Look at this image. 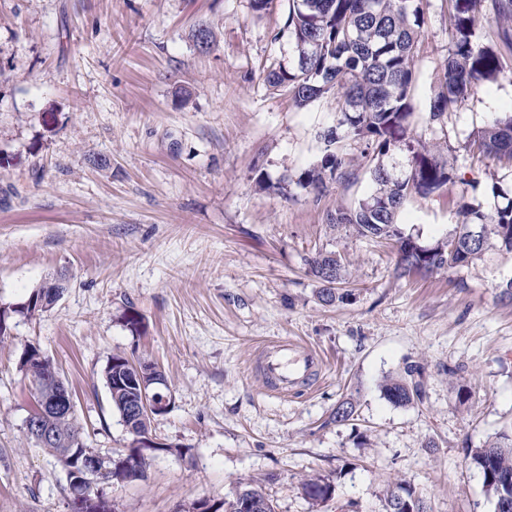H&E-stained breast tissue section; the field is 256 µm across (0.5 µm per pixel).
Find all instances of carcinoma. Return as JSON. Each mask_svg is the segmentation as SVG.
Segmentation results:
<instances>
[{"label": "carcinoma", "instance_id": "obj_1", "mask_svg": "<svg viewBox=\"0 0 512 512\" xmlns=\"http://www.w3.org/2000/svg\"><path fill=\"white\" fill-rule=\"evenodd\" d=\"M448 57L443 78L430 104V119L439 120L474 97L486 83L495 81L512 61V0H447ZM426 23L424 0H292L288 30L297 53L289 69L269 73L270 86L288 93L293 105L302 109L335 91L338 125L347 127V137L375 144L379 160L368 168L374 186L370 196L348 208L326 215L327 223L351 224L359 236L390 241L396 250V270L405 277L444 268H463L481 259L493 248L512 253V198L490 212L470 207L463 212L462 232L432 247L404 235L396 215L403 202L413 196L426 198L455 181L452 167L441 162L420 141L408 135L413 116L411 88L414 58ZM196 46L207 51L216 43L214 31L201 24L192 30ZM325 153L320 164L305 173L312 190L321 195L332 183H348L353 173L345 157L337 151L341 137L335 128L323 132ZM399 149L410 157V174L391 175L381 157ZM470 150L512 168V114L495 118L472 134ZM307 275L319 288L317 299L324 305L348 300L351 293L338 287L344 266L333 251L319 250L305 258ZM42 288L34 290L16 307L0 310V339L9 335L11 314H34L47 308L38 306ZM127 357L114 355L107 361L104 381L112 407L119 416H128L129 406L140 397V386ZM418 373L407 366L404 378H388L382 385L385 397L396 405L421 399V390L408 378ZM64 380L51 362L36 371L32 385L39 396L55 394ZM355 405L350 399L336 404L331 421L344 424L354 420ZM48 422L60 428V437L43 444L70 474L74 466L71 440L83 436V428L72 414ZM151 419L132 425V443L127 453L108 458L95 477L100 491L98 512H112L103 485L114 480L133 481L145 477L147 460L139 437L150 433ZM472 461L483 476L486 489L496 498L497 512H512V443H489L476 449ZM305 497L319 505L330 500L335 486L325 480L308 479L302 484ZM259 498L266 502L260 512H275L271 501L253 488L240 489L236 497L224 501V512H252L244 504ZM388 512H428L425 501L400 483L387 491Z\"/></svg>", "mask_w": 512, "mask_h": 512}]
</instances>
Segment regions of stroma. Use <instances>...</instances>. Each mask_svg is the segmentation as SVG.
Returning a JSON list of instances; mask_svg holds the SVG:
<instances>
[{
	"label": "stroma",
	"mask_w": 512,
	"mask_h": 512,
	"mask_svg": "<svg viewBox=\"0 0 512 512\" xmlns=\"http://www.w3.org/2000/svg\"><path fill=\"white\" fill-rule=\"evenodd\" d=\"M289 0H0V305L45 278L67 288L50 310L16 315L0 342V512H69L66 476L24 423L27 346L53 360L89 447L123 454L131 436L102 378L108 357L146 359L173 402L154 416L166 443L144 479L112 482L114 512H187L252 486L275 512H387L410 486L429 512H495L474 449L512 432V254L405 278L388 247L326 214L372 190L366 142L340 146L356 173L321 196L299 185L337 127L333 94L298 109L266 82L292 66ZM210 24L216 45L191 38ZM445 0H428L415 59L410 134L457 178L407 199L397 223L431 246L459 211H490L512 170L463 148L512 111V72L440 121L429 105L448 56ZM340 254L348 302H318L304 259ZM144 326L123 325L127 309ZM292 338L324 367L302 394L267 392L259 352ZM419 366L423 394L391 403L385 378ZM356 421L329 416L339 400ZM335 484L312 506L302 482Z\"/></svg>",
	"instance_id": "1"
}]
</instances>
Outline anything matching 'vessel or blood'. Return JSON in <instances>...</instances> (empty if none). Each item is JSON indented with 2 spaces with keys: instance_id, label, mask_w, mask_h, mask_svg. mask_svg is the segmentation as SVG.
I'll return each mask as SVG.
<instances>
[{
  "instance_id": "obj_1",
  "label": "vessel or blood",
  "mask_w": 512,
  "mask_h": 512,
  "mask_svg": "<svg viewBox=\"0 0 512 512\" xmlns=\"http://www.w3.org/2000/svg\"><path fill=\"white\" fill-rule=\"evenodd\" d=\"M319 366L317 356L295 341H279L263 361L265 388L271 393L288 394L294 387L307 382Z\"/></svg>"
}]
</instances>
